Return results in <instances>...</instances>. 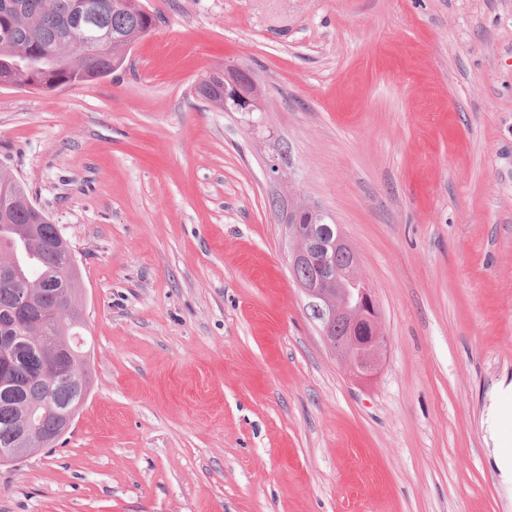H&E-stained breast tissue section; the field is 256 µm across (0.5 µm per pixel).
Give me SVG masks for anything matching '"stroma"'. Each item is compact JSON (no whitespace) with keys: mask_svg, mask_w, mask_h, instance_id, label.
Masks as SVG:
<instances>
[{"mask_svg":"<svg viewBox=\"0 0 512 512\" xmlns=\"http://www.w3.org/2000/svg\"><path fill=\"white\" fill-rule=\"evenodd\" d=\"M143 3L121 70L0 85V165L74 249L93 372L56 447L0 464V512H512V0ZM233 64L265 111L196 96ZM290 193L358 257L369 382L292 278Z\"/></svg>","mask_w":512,"mask_h":512,"instance_id":"35a3bbf8","label":"stroma"}]
</instances>
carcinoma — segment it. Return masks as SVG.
Wrapping results in <instances>:
<instances>
[{
  "label": "carcinoma",
  "instance_id": "carcinoma-1",
  "mask_svg": "<svg viewBox=\"0 0 512 512\" xmlns=\"http://www.w3.org/2000/svg\"><path fill=\"white\" fill-rule=\"evenodd\" d=\"M73 0H0V81L14 86L56 89L76 82L93 81L114 72V66L126 60L130 45L154 28L155 17L139 5L101 11L89 25L79 29L73 23ZM22 56L39 61L33 70L19 63ZM222 71L209 77L206 100L224 105ZM0 242L12 240L10 250L0 247V264L12 267V276L0 278V336L10 331L13 317L32 324L31 343L19 344L10 370L13 397H0V448L15 447V427L20 418L50 397L60 407H73L81 394H90L92 372L90 352L76 344L78 329L84 323L79 282H74V306H61L47 312L39 300L16 312L15 295L19 288L35 289L47 281L49 269L58 264L50 247L54 225L27 205L28 196L21 184L0 167ZM39 224L46 249L45 257L33 262L19 238L17 225ZM68 342L78 358L86 378L80 392L64 363L53 378L42 372V361L50 346Z\"/></svg>",
  "mask_w": 512,
  "mask_h": 512
}]
</instances>
